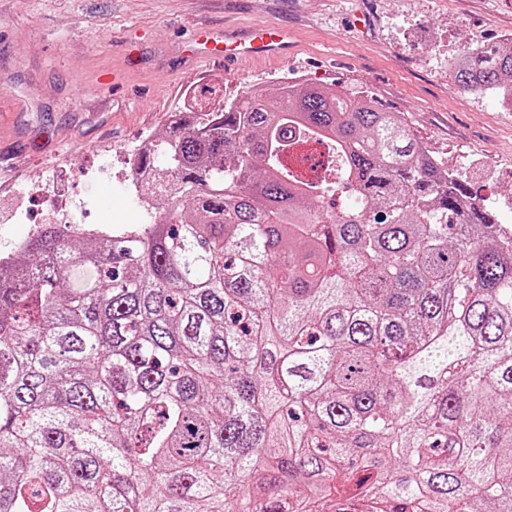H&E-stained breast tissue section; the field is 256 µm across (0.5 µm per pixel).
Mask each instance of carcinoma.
Segmentation results:
<instances>
[{
	"label": "carcinoma",
	"mask_w": 512,
	"mask_h": 512,
	"mask_svg": "<svg viewBox=\"0 0 512 512\" xmlns=\"http://www.w3.org/2000/svg\"><path fill=\"white\" fill-rule=\"evenodd\" d=\"M136 161L151 223L0 257V512H512V234L401 113L213 90Z\"/></svg>",
	"instance_id": "cac0c4a2"
}]
</instances>
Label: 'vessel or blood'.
<instances>
[{
  "label": "vessel or blood",
  "mask_w": 512,
  "mask_h": 512,
  "mask_svg": "<svg viewBox=\"0 0 512 512\" xmlns=\"http://www.w3.org/2000/svg\"><path fill=\"white\" fill-rule=\"evenodd\" d=\"M190 46L192 58L221 61L228 75L241 62L263 57L284 59L290 50L287 30L276 23L228 28L221 33L201 27L194 32Z\"/></svg>",
  "instance_id": "vessel-or-blood-1"
}]
</instances>
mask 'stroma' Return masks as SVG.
<instances>
[{
  "mask_svg": "<svg viewBox=\"0 0 512 512\" xmlns=\"http://www.w3.org/2000/svg\"><path fill=\"white\" fill-rule=\"evenodd\" d=\"M284 25L289 59L224 77L185 55L201 26ZM512 33V0H0V254L52 223L51 197L75 223L145 224L120 163L164 136L187 91L238 98L288 78L367 91L403 113L426 149L512 223V112L469 98L447 52ZM119 72L123 88L102 85Z\"/></svg>",
  "mask_w": 512,
  "mask_h": 512,
  "instance_id": "1",
  "label": "stroma"
}]
</instances>
